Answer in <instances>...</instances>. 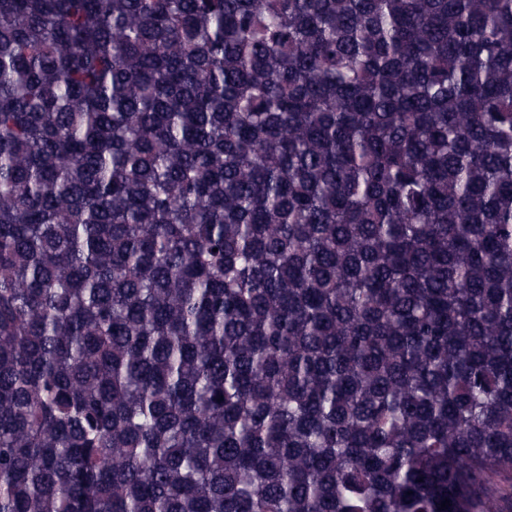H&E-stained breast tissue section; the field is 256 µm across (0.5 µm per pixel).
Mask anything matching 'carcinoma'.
I'll use <instances>...</instances> for the list:
<instances>
[{"mask_svg": "<svg viewBox=\"0 0 512 512\" xmlns=\"http://www.w3.org/2000/svg\"><path fill=\"white\" fill-rule=\"evenodd\" d=\"M0 512H512V0H0Z\"/></svg>", "mask_w": 512, "mask_h": 512, "instance_id": "obj_1", "label": "carcinoma"}]
</instances>
